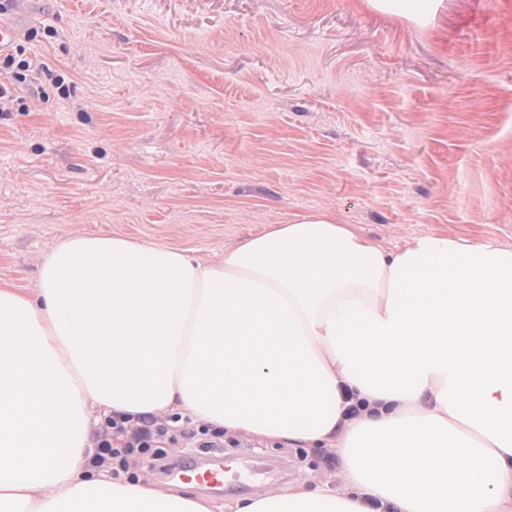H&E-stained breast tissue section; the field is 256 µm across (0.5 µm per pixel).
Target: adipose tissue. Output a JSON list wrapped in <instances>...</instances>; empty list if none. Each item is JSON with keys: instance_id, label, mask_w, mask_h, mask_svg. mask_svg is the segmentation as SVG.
I'll return each instance as SVG.
<instances>
[{"instance_id": "adipose-tissue-1", "label": "adipose tissue", "mask_w": 512, "mask_h": 512, "mask_svg": "<svg viewBox=\"0 0 512 512\" xmlns=\"http://www.w3.org/2000/svg\"><path fill=\"white\" fill-rule=\"evenodd\" d=\"M115 413L337 449L338 485L224 512H512V249L387 252L325 212L216 262L68 237L34 296L0 289V512H213L90 466Z\"/></svg>"}]
</instances>
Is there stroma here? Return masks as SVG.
Wrapping results in <instances>:
<instances>
[{"label":"stroma","instance_id":"stroma-1","mask_svg":"<svg viewBox=\"0 0 512 512\" xmlns=\"http://www.w3.org/2000/svg\"><path fill=\"white\" fill-rule=\"evenodd\" d=\"M40 62L0 112V289L32 295L56 242L98 233L203 262L329 213L394 252L512 249V0L419 23L366 0H13ZM221 504L334 479L335 450L224 439Z\"/></svg>","mask_w":512,"mask_h":512}]
</instances>
